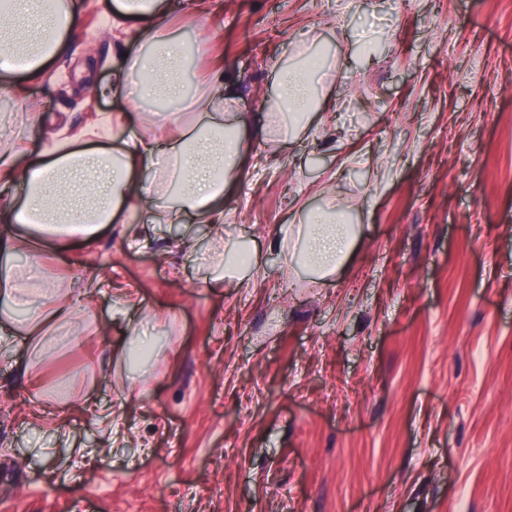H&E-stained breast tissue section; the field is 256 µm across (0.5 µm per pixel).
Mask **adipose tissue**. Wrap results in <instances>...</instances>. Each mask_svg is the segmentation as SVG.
<instances>
[{"label": "adipose tissue", "mask_w": 512, "mask_h": 512, "mask_svg": "<svg viewBox=\"0 0 512 512\" xmlns=\"http://www.w3.org/2000/svg\"><path fill=\"white\" fill-rule=\"evenodd\" d=\"M41 0H7L0 6V47L24 57L36 74L61 52L76 23L72 0H55L45 11ZM163 0H117V11L140 23V34L151 53L133 55L126 68L99 95H128L133 101L163 96L183 102L195 120L183 124L178 136L145 140L120 137L116 146H99L100 136L87 126L40 156L28 151L29 129H21L9 151L0 155V183L23 184L21 199L0 202V299L12 302L20 292L11 257L16 241L36 231L46 248L80 239L92 243L98 234L137 199L146 212L164 211L172 220L183 214L208 221L213 205L224 195L216 174L232 181L248 152L243 138L249 121L231 110L235 92L223 70H215L200 98L188 96L180 74L183 46L160 25ZM281 104L265 118L263 129L288 137L305 122L318 94L315 71L297 62L279 75ZM155 166L152 179L139 178L140 165ZM361 229L334 207L317 212L308 223L288 225L281 241L290 270L306 269L320 276L333 274L349 259Z\"/></svg>", "instance_id": "adipose-tissue-1"}]
</instances>
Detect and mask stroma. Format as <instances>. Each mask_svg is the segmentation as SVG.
<instances>
[{
  "label": "stroma",
  "mask_w": 512,
  "mask_h": 512,
  "mask_svg": "<svg viewBox=\"0 0 512 512\" xmlns=\"http://www.w3.org/2000/svg\"><path fill=\"white\" fill-rule=\"evenodd\" d=\"M44 71H0V146L31 151L124 115L171 135L188 112L102 97L138 49L115 0ZM236 111H269L297 46L328 69L312 123L249 133L222 225L131 201L94 244H20L30 294L0 327V512H512V0H165ZM362 235L334 275L276 241L326 204ZM258 265L221 280L224 248ZM80 295L40 363L13 335ZM67 379L79 393L59 389Z\"/></svg>",
  "instance_id": "35a3bbf8"
}]
</instances>
